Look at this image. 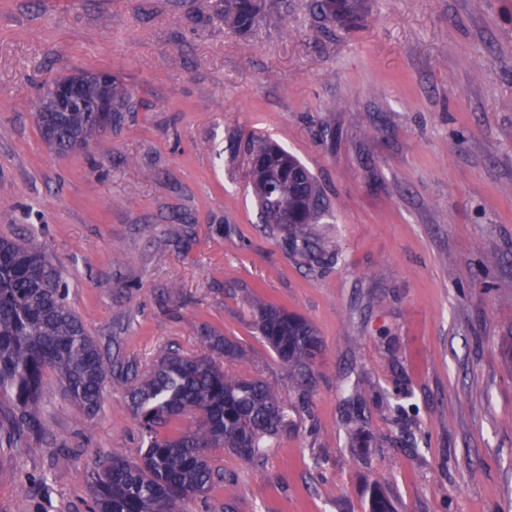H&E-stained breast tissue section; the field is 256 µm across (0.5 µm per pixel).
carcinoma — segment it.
I'll use <instances>...</instances> for the list:
<instances>
[{
	"mask_svg": "<svg viewBox=\"0 0 512 512\" xmlns=\"http://www.w3.org/2000/svg\"><path fill=\"white\" fill-rule=\"evenodd\" d=\"M364 5L365 0H314L320 14L350 25L361 20ZM265 17L260 0H224V23L240 31ZM79 79L84 90L71 111H51L49 83L39 100L36 117L42 137L58 151L88 143L102 123L113 124L132 108L115 79L102 84L90 72ZM102 97L112 101V111H94ZM249 155L250 184L264 223L286 231L303 252L314 253L316 243L304 228L327 213L316 177L298 157L267 141L252 145ZM254 318L278 360L297 378L306 379L323 348L314 325L270 304L257 307ZM201 339L208 354L187 356L171 350L144 378L130 366L112 370V361L68 305L67 288L48 256L28 244L0 238V393L13 402L7 421L0 420V448L47 447L42 437L25 439L40 431L39 394L46 373L56 376L88 417L100 411L105 385L115 376L147 446L137 460L115 448L95 463L90 512H183L188 502L207 499L222 477L211 451L229 448L247 460L262 455L263 439L279 432L282 395L264 378L224 371V359L243 354L238 343L208 329L201 331ZM185 416L194 419V428L176 427ZM368 512H394L376 483L369 487Z\"/></svg>",
	"mask_w": 512,
	"mask_h": 512,
	"instance_id": "1",
	"label": "carcinoma"
}]
</instances>
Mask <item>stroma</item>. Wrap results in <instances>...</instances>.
<instances>
[{
    "label": "stroma",
    "instance_id": "35a3bbf8",
    "mask_svg": "<svg viewBox=\"0 0 512 512\" xmlns=\"http://www.w3.org/2000/svg\"><path fill=\"white\" fill-rule=\"evenodd\" d=\"M264 8L241 32L222 0H0V237L46 251L112 360L204 353L205 327L243 349L225 371L279 386L264 456L217 450L188 512H367L372 482L395 512H512V0H366L353 27ZM78 71L135 107L60 154L36 101ZM258 140L330 202L315 255L261 219ZM263 303L316 327L306 380L258 336ZM40 420L48 451L0 450V512H88L93 461L143 447L117 383L91 419L47 375Z\"/></svg>",
    "mask_w": 512,
    "mask_h": 512
}]
</instances>
